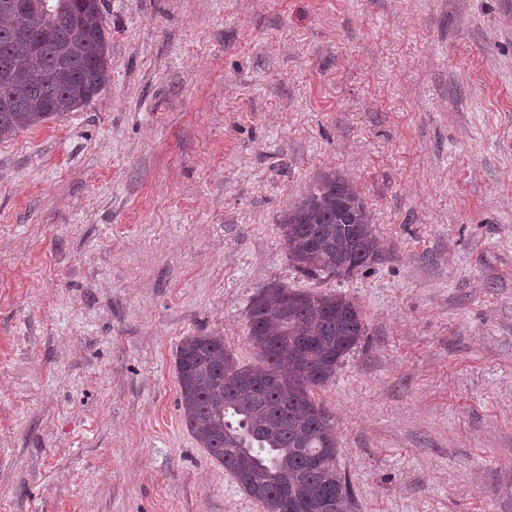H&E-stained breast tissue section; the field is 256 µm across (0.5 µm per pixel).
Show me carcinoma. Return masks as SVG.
<instances>
[{
    "mask_svg": "<svg viewBox=\"0 0 512 512\" xmlns=\"http://www.w3.org/2000/svg\"><path fill=\"white\" fill-rule=\"evenodd\" d=\"M0 0V140L89 104L111 79L102 0H47L39 10ZM288 260L302 274L351 277L380 257L366 205L341 174L285 214ZM259 364H240L222 336H190L176 350L185 425L262 512H352L336 464L338 436L312 399L366 328L339 293L272 285L250 302Z\"/></svg>",
    "mask_w": 512,
    "mask_h": 512,
    "instance_id": "cac0c4a2",
    "label": "carcinoma"
}]
</instances>
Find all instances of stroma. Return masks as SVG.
<instances>
[{"label": "stroma", "mask_w": 512, "mask_h": 512, "mask_svg": "<svg viewBox=\"0 0 512 512\" xmlns=\"http://www.w3.org/2000/svg\"><path fill=\"white\" fill-rule=\"evenodd\" d=\"M111 80L0 142V512H261L187 430L176 350L256 364L271 284L366 334L315 402L354 512H512V0H104ZM382 245L301 275L325 174Z\"/></svg>", "instance_id": "1"}]
</instances>
